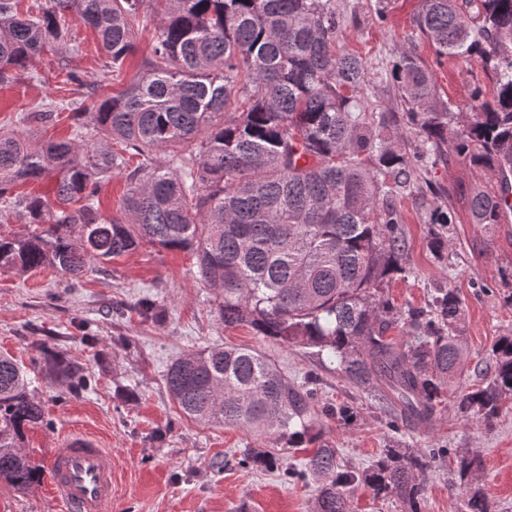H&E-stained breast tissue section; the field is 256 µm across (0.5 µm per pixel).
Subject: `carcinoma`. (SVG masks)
<instances>
[{"instance_id":"1","label":"carcinoma","mask_w":512,"mask_h":512,"mask_svg":"<svg viewBox=\"0 0 512 512\" xmlns=\"http://www.w3.org/2000/svg\"><path fill=\"white\" fill-rule=\"evenodd\" d=\"M21 14L0 0V84L30 75L47 51L72 44L65 11L98 36L111 79L135 48V23L159 16L139 76L92 111L67 104L39 113L50 122L70 111L73 137L35 142L0 133V223L15 217L40 232L0 235V271L52 268L78 281L146 241L188 250L199 281L219 292V320L257 335L326 355L351 385L371 395L389 426L428 424L462 369L457 334L461 301L442 290L426 309L398 311L379 292L405 272L407 243L397 189L418 163L463 156L495 178L512 172V0H420L414 24L439 57L477 62L492 83L477 87L466 112L438 98L434 76L415 49L398 50L391 76L424 149L408 157L387 137L389 120L359 108L366 67L338 47L333 0H48ZM458 120V128L450 127ZM169 151L167 163L153 162ZM143 157L129 169L125 154ZM127 171L120 216L97 198L102 182ZM57 178L56 202L20 195L21 183ZM497 186L472 190L474 224L503 223ZM406 319L407 339L388 335ZM494 378L463 394L464 415H497L512 397V336L492 350ZM72 387L87 389L80 369L58 367ZM165 387L181 412L209 426H236L286 448L317 445L299 465L280 454L245 448L239 463L275 470L286 483L316 487L315 512H351L365 487L422 512L425 474L435 458L417 448L384 449L371 466L343 468L336 449L317 444L320 418L348 424L350 406H321L264 353L217 344L168 366ZM42 400L26 370L0 355V481L16 490L40 482L24 451L26 431L43 423ZM475 454L458 459L469 488L461 512H494L477 485Z\"/></svg>"}]
</instances>
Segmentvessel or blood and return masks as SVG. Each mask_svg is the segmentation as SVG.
Segmentation results:
<instances>
[{"instance_id": "obj_1", "label": "vessel or blood", "mask_w": 512, "mask_h": 512, "mask_svg": "<svg viewBox=\"0 0 512 512\" xmlns=\"http://www.w3.org/2000/svg\"><path fill=\"white\" fill-rule=\"evenodd\" d=\"M50 479L61 512H106L112 503V451L74 431L50 450Z\"/></svg>"}]
</instances>
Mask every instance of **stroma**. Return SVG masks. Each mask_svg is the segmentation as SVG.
<instances>
[{
    "label": "stroma",
    "mask_w": 512,
    "mask_h": 512,
    "mask_svg": "<svg viewBox=\"0 0 512 512\" xmlns=\"http://www.w3.org/2000/svg\"><path fill=\"white\" fill-rule=\"evenodd\" d=\"M336 0L344 22L341 49L366 62L363 109L387 113L390 130L416 153L420 139L411 125L390 70L401 46H415L434 75L436 91L453 110H461L475 87L491 84L479 64L437 58L413 29L419 0ZM75 53L59 59L48 52L31 66V80L0 85V129H15L19 115H30L24 132L37 139L70 136L72 120H34L49 103L79 100L91 108L87 89L103 81L106 60L90 29L73 23ZM76 72L82 85L67 83L61 68ZM413 191L398 195L407 239L405 273L384 283L383 293L399 310L431 304L438 289L451 288L462 302L459 331L464 369L423 429L396 435L385 416L363 392L348 383L312 349L284 346L258 336L248 326L224 327L215 313V293L194 279L190 253L142 244L129 254L93 267L81 285L71 286L53 269L27 273L0 271V354L12 356L29 371L41 397L45 421L27 433V453L46 467L51 444L64 434L85 430L112 451V512H314L313 488L285 483L278 473L243 468L233 455L240 448L272 447L235 427L203 426L186 418L164 386L168 365L180 355L215 343L253 348L274 360L290 380L314 382L323 403L349 405L358 412L345 425L325 420L323 438L338 451L341 464L364 468L396 439L413 448H437L441 454L426 473L424 512H457L466 485H452L456 461L465 452L483 460L480 483L495 512H512V404L491 420L458 410L460 397L487 385L491 373L477 374L495 343L512 336V222L472 223L471 188L480 172L469 160L453 158L420 168ZM449 197L453 221L433 227L438 200ZM449 240L436 252L433 230ZM144 297L161 315L142 319L135 311ZM46 344L58 359L84 368L92 388L75 394L56 383L38 346ZM0 512H59L49 478L28 491L0 483Z\"/></svg>",
    "instance_id": "obj_1"
}]
</instances>
